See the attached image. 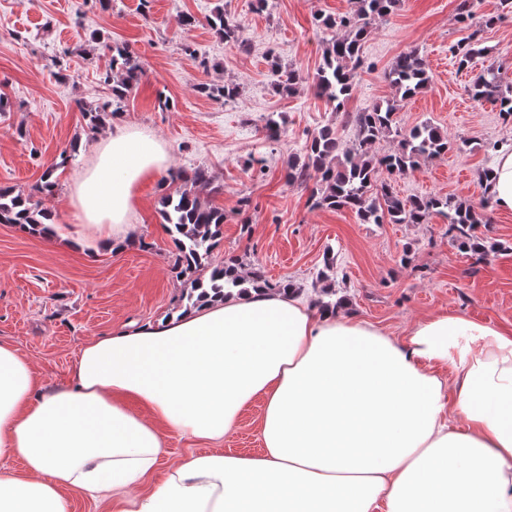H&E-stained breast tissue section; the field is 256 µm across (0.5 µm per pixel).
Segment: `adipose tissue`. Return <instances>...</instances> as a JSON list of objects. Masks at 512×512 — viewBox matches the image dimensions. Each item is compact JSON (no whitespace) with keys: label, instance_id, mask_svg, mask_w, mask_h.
I'll return each instance as SVG.
<instances>
[{"label":"adipose tissue","instance_id":"obj_1","mask_svg":"<svg viewBox=\"0 0 512 512\" xmlns=\"http://www.w3.org/2000/svg\"><path fill=\"white\" fill-rule=\"evenodd\" d=\"M165 162L159 141L114 126L73 189L84 230L124 241L138 185ZM484 184L512 212V149ZM36 386L0 342V512H70L66 487L121 512H512V325L434 315L401 340L252 290L89 340L70 386ZM258 397L260 455H195L136 493L168 433L221 441Z\"/></svg>","mask_w":512,"mask_h":512}]
</instances>
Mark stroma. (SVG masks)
<instances>
[{
    "mask_svg": "<svg viewBox=\"0 0 512 512\" xmlns=\"http://www.w3.org/2000/svg\"><path fill=\"white\" fill-rule=\"evenodd\" d=\"M458 3L402 0L398 10L374 21L354 94L341 113L313 90L325 38L315 17L351 14L353 0H267L260 12L254 0H110L105 7L99 0H0V92L10 102L0 114V185L32 196L56 223H75V182L94 164L109 127L125 125L161 142L168 169H207L212 199L224 210L223 238L210 263L240 256L310 297L317 272L326 258H335L347 274L335 283L340 311L393 336L437 314L511 325L512 213L483 210L474 230L489 247L482 257L449 233L442 217L426 224H364L351 210L314 207L311 187L284 178L291 156L322 127H334L351 146L354 128L346 112L395 98L385 73L398 55L414 49L432 81L401 104L396 120L405 131L431 122L447 133L451 147L391 177V185L403 199L438 195L479 204L480 175L493 144H512V119L493 102L472 100L468 87L491 68L503 89H512V0H477L466 20L458 16ZM218 6L239 25L250 51L211 30L206 18ZM183 14L195 16L196 24L180 26ZM488 14L499 21L485 28ZM473 34L485 53L471 69H458L451 48ZM113 42L128 46L143 75L123 112L93 131L79 107L109 97L100 75ZM272 55L302 72L305 81L295 93H272ZM205 82L233 83L240 94L228 104L211 100L196 90ZM161 91L173 101L170 110L157 107ZM276 112L285 124L273 141L265 123ZM65 150L71 159L57 167ZM50 166L57 186L46 197L37 187ZM160 183L156 177L139 185L141 205L131 218L139 230L118 253L89 237L32 235L0 224V342L30 361L41 389L68 384L88 340L178 314L185 282L172 271L175 248L160 217ZM262 407L256 400L243 411L222 452H261ZM210 450L207 443L170 436L168 456L140 492L160 484L170 465Z\"/></svg>",
    "mask_w": 512,
    "mask_h": 512,
    "instance_id": "stroma-1",
    "label": "stroma"
}]
</instances>
